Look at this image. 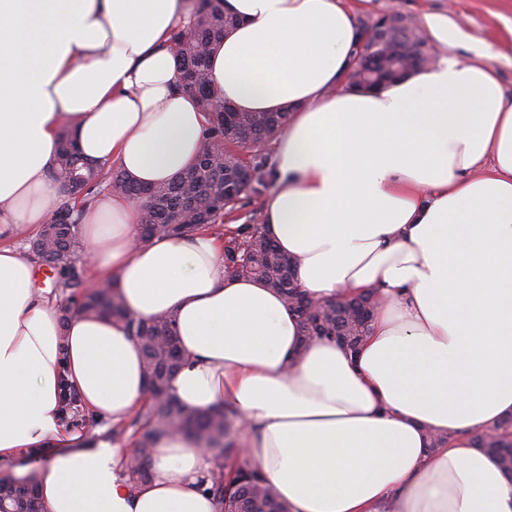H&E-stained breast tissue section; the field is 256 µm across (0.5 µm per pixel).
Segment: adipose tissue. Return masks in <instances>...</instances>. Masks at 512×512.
<instances>
[{
    "label": "adipose tissue",
    "mask_w": 512,
    "mask_h": 512,
    "mask_svg": "<svg viewBox=\"0 0 512 512\" xmlns=\"http://www.w3.org/2000/svg\"><path fill=\"white\" fill-rule=\"evenodd\" d=\"M238 19L210 81L245 112L291 108L275 137L266 234L317 298L375 292L357 350L302 341L282 296L224 274L202 232L137 244L139 204L84 208L97 275L125 307L175 319L170 393L243 424L242 456L288 512H512V479L474 435L512 415V97L485 52L385 87L342 78L358 35L341 0H224ZM191 0H0V462L46 449L43 512H220L211 454L161 441L130 488L125 441L64 425L61 384L120 424L148 394L124 325L73 315L34 286L17 241L65 199L59 133L133 181H170L207 124L176 89L171 31ZM441 438L433 447V438Z\"/></svg>",
    "instance_id": "1"
}]
</instances>
